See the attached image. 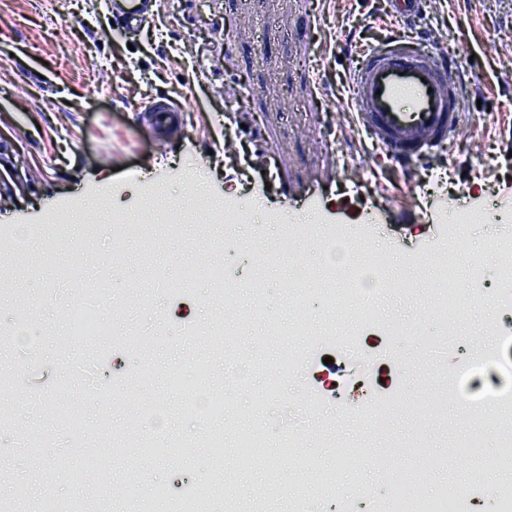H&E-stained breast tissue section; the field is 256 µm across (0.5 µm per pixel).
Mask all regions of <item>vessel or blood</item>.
<instances>
[{"mask_svg":"<svg viewBox=\"0 0 512 512\" xmlns=\"http://www.w3.org/2000/svg\"><path fill=\"white\" fill-rule=\"evenodd\" d=\"M159 0H112L114 22L138 29L155 15ZM424 0H385L387 10L414 23ZM348 108L370 140L394 163L412 168L432 161L464 122L467 85L457 65L431 46L405 38L379 43L355 59L349 72ZM84 383L100 400L111 388L98 377V360L86 361Z\"/></svg>","mask_w":512,"mask_h":512,"instance_id":"b4317fda","label":"vessel or blood"}]
</instances>
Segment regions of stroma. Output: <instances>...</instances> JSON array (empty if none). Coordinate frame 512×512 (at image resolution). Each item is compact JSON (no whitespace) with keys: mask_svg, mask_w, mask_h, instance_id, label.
I'll use <instances>...</instances> for the list:
<instances>
[{"mask_svg":"<svg viewBox=\"0 0 512 512\" xmlns=\"http://www.w3.org/2000/svg\"><path fill=\"white\" fill-rule=\"evenodd\" d=\"M102 0H0V373L30 367L36 397L0 386V495L23 486L28 507L77 491L83 474L94 495L82 512H141L113 477L145 471L141 486L169 487L157 512H180L187 485L220 481L203 512H325L328 500L366 486L387 512L388 480L371 450L374 416L354 415L339 399L366 372L354 355L324 364L326 342L356 339L363 313L394 327L371 347L381 389L392 392L386 437L395 474L422 457V488L432 494L461 476L484 480L486 512H499L498 419L449 399L436 408L435 365L456 370L463 352L512 336L498 304L474 308V285L498 277L495 240L512 223L488 217L461 228L458 276L452 288L461 312L440 327L424 282L443 225L442 214L480 209L488 199L512 210V0H426L403 37L439 33L437 51L463 59L470 97L463 126L437 162L404 171L379 152L342 138L336 82L348 61L322 52L333 11L320 0H160L140 30L111 33ZM190 99L183 126L160 135L137 107ZM344 155L334 160L333 139ZM273 177H266L265 168ZM238 189L247 221L235 238L209 215L153 247L113 239V212L143 225L201 190L221 203ZM301 202L288 203L289 192ZM341 224L333 253L296 241L280 250L291 224ZM391 253L387 290L347 293L358 271L345 257L376 247ZM218 253L224 282L235 287L225 310L219 282L185 279L188 268ZM308 272L303 282L294 268ZM336 281L333 320L319 305L298 303L324 274ZM101 288L111 301L99 313L105 336L71 339L62 303L69 290ZM209 361L210 375L171 393L170 373H192L186 336ZM105 352L103 381L132 380L107 405L93 402L81 381L82 358ZM313 358L309 374L289 370L288 357ZM224 401L213 414L214 394ZM316 395V407L307 404ZM75 411L82 431L61 420ZM327 422L336 435L311 438L290 454L282 448L304 420ZM262 433L263 452L250 470L235 458L242 430ZM35 435L38 451L17 446ZM481 436L479 457L449 464L450 443ZM222 439L224 455L209 453ZM423 441L419 454L411 446ZM162 445V457L149 447Z\"/></svg>","mask_w":512,"mask_h":512,"instance_id":"35a3bbf8","label":"stroma"}]
</instances>
